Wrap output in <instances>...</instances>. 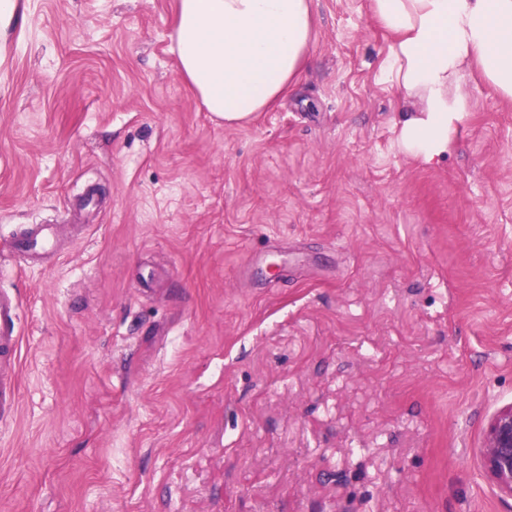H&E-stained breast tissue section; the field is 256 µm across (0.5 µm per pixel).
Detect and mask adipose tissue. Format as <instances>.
Returning a JSON list of instances; mask_svg holds the SVG:
<instances>
[{
  "instance_id": "obj_1",
  "label": "adipose tissue",
  "mask_w": 512,
  "mask_h": 512,
  "mask_svg": "<svg viewBox=\"0 0 512 512\" xmlns=\"http://www.w3.org/2000/svg\"><path fill=\"white\" fill-rule=\"evenodd\" d=\"M371 13L392 37L381 74L415 103L398 122L406 156L447 154L470 108L466 72L512 101V0H371ZM314 29L312 0H176L169 38L204 109L239 124L287 93Z\"/></svg>"
}]
</instances>
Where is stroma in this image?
Returning <instances> with one entry per match:
<instances>
[{"mask_svg":"<svg viewBox=\"0 0 512 512\" xmlns=\"http://www.w3.org/2000/svg\"><path fill=\"white\" fill-rule=\"evenodd\" d=\"M176 0H21L0 66V252L20 301L0 512H512V102L398 148L371 0H315L291 91L201 106ZM50 239L46 233L45 226H40L34 231H17L9 243L10 251L15 253L18 251L35 253L43 249ZM484 478L501 498L512 500V404L500 408L487 422L480 448Z\"/></svg>","mask_w":512,"mask_h":512,"instance_id":"stroma-1","label":"stroma"}]
</instances>
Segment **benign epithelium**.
Returning a JSON list of instances; mask_svg holds the SVG:
<instances>
[{"instance_id": "1", "label": "benign epithelium", "mask_w": 512, "mask_h": 512, "mask_svg": "<svg viewBox=\"0 0 512 512\" xmlns=\"http://www.w3.org/2000/svg\"><path fill=\"white\" fill-rule=\"evenodd\" d=\"M480 468L499 496L512 500V404L487 422L480 448Z\"/></svg>"}]
</instances>
